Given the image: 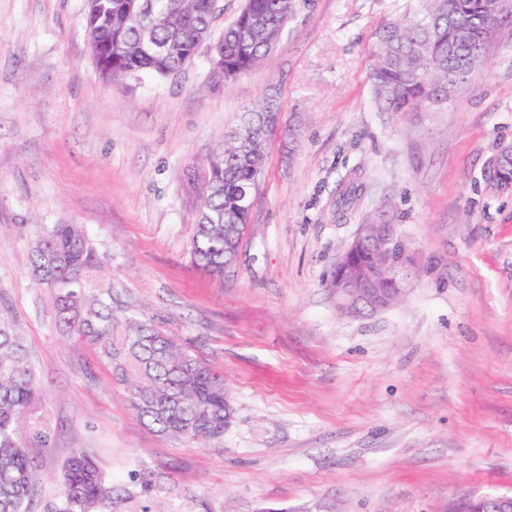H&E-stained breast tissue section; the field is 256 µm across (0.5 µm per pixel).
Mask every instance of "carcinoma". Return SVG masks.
Returning a JSON list of instances; mask_svg holds the SVG:
<instances>
[{
  "label": "carcinoma",
  "mask_w": 512,
  "mask_h": 512,
  "mask_svg": "<svg viewBox=\"0 0 512 512\" xmlns=\"http://www.w3.org/2000/svg\"><path fill=\"white\" fill-rule=\"evenodd\" d=\"M153 2L156 17L142 32L127 9V0H88L89 44L103 49L94 59L101 76L114 83L150 72L166 76L189 60L197 39L210 35L217 15L210 0H143ZM423 10L381 25L374 33L371 67L375 101L382 112H417L455 97L452 74L479 70L482 49L493 37L512 0H423ZM291 13L290 0H245L236 19L224 28V71L231 78L255 68L274 48ZM277 118L282 106L271 95L247 110L240 123L256 131L242 137L232 130L224 148L207 158L191 258L201 271L222 276L234 260L229 247L246 231L251 203L266 164L273 134L264 120ZM400 258L393 247L382 257L374 247L360 251L353 273L361 281L385 279V263ZM35 284L51 294L61 332L95 346L113 377L129 390L139 421L157 434L203 443L224 436L234 413L224 377L177 337L147 320H118L104 293L87 287L100 261L77 224H54L35 243L30 257ZM38 382L21 339L0 319V512H35L36 464L22 436L26 414L35 402ZM58 501L43 512H103L115 488L91 454H73L62 471Z\"/></svg>",
  "instance_id": "obj_1"
}]
</instances>
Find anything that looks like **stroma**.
I'll use <instances>...</instances> for the list:
<instances>
[{
    "instance_id": "stroma-1",
    "label": "stroma",
    "mask_w": 512,
    "mask_h": 512,
    "mask_svg": "<svg viewBox=\"0 0 512 512\" xmlns=\"http://www.w3.org/2000/svg\"><path fill=\"white\" fill-rule=\"evenodd\" d=\"M263 64L218 85L206 52L178 74L100 78L86 0H0V317L42 388L29 426L42 500L78 448L123 489L112 512H448L512 495V193L482 172L512 142V18L470 91L379 111L373 31L418 0H293ZM280 128L223 277L189 259L184 172L267 92ZM363 191L336 213L351 178ZM390 211L418 274L373 315L329 276ZM82 225L118 317L155 318L224 374L235 419L204 447L136 417L90 346L63 336L31 280L34 241Z\"/></svg>"
}]
</instances>
